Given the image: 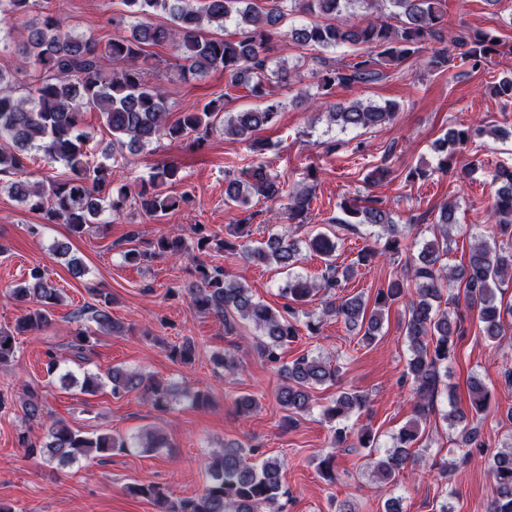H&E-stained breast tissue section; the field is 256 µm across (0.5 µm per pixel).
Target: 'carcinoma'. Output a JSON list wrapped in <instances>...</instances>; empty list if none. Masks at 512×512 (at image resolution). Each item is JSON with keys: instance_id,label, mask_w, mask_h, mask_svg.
<instances>
[{"instance_id": "obj_1", "label": "carcinoma", "mask_w": 512, "mask_h": 512, "mask_svg": "<svg viewBox=\"0 0 512 512\" xmlns=\"http://www.w3.org/2000/svg\"><path fill=\"white\" fill-rule=\"evenodd\" d=\"M33 0H0V16L15 19L28 13ZM128 17L134 19L131 37H116L101 44L66 28L56 15L45 16L40 23L26 26V34L18 51L32 63L35 73L22 84L24 94L4 92L3 85L14 83L11 76L0 71V175L26 174L38 153L62 162L69 170L62 179L44 178L31 182L17 180L10 191L30 210L42 215L45 224H64L71 235H88L103 211L119 215L134 207L149 219L166 216L193 202L184 192L170 193L169 186L179 180L178 169L168 163L154 168L149 180L133 191L129 185L112 178L109 169L91 161V135L84 127V113L96 112L112 134L108 149L112 156L125 157L162 140H191L197 147L207 142L216 129L224 136L242 139L254 152L263 153L269 143L256 134L272 124L284 102L276 99L270 87L291 85L293 69L285 62H271L268 51L274 41L320 50L349 46L356 55L344 65L324 57L320 68L312 73L317 95L328 97L338 88L378 81L383 68L398 65L423 50V45L437 40L446 47L434 52L427 66L433 70L457 64L480 70L501 53L504 43L491 30H445L443 0H277L269 10L260 8L255 0H204L200 7L193 0H124ZM298 11L312 17L300 27L284 28V19ZM168 16V23L151 22L155 15ZM232 21L238 31L224 34V24ZM165 46L172 50L182 76L221 70L228 92L209 100L201 107L185 109L172 115L171 103L161 83L147 77L142 63L149 57L148 48ZM243 90L264 101V105L240 112L224 111L229 90ZM398 106L372 102L337 104L328 113L329 123L341 129L375 128L390 123ZM481 131L459 125L449 129L439 141L438 169H454L459 152ZM495 187L492 215L500 234L512 238V166H499L492 178ZM257 195L271 201H285L288 220L304 224L313 201L312 190L285 191L261 163L244 170V178L227 181L224 203L242 208ZM342 216L331 219L350 231L359 224L382 229L385 241L382 251L397 254L402 242L391 212L382 201L367 199L359 204L354 198L339 204ZM455 224L453 204L446 203L438 213L436 227L440 236L424 244L416 260L405 262L402 271L377 290L374 305L368 306L360 295L329 301L323 315L343 320L347 328L362 334V340L373 342L379 335L385 311L396 302L405 303L404 334L410 348L404 376L414 385L417 409L425 413L434 407L441 383V368L452 360L459 336L464 333L466 316L450 313L442 304L454 305L455 295H444L452 284L463 288L467 308L476 312L484 336L500 343L506 336L503 305L498 295L507 280L512 279V247H497L479 241L469 253L467 264L450 267L443 262L448 255V234ZM188 235L162 236L150 251L136 248L124 252L131 264L150 262L157 257L187 256L195 263L196 281L188 288L189 302L224 323V333L231 334L247 321L260 332L262 340L258 355L277 366L283 379L276 399L286 412L288 424L311 407V389L335 383L340 366L320 356L303 354L289 363L282 362V349L299 336L296 314L298 307L309 302L312 295L330 292L354 276L356 269L372 262L377 252L364 250L344 268L335 262L336 241L325 232L305 238L304 246L288 232L272 233L254 249L244 251L246 261L275 265L292 270L299 262L301 249L325 261V270L318 280L299 275L288 276L281 307H272L255 298L251 288L229 278L224 269L211 267L199 254L216 248L234 252L238 239L250 235L248 224H228L220 239L204 224H192ZM10 295L26 304L14 330L0 329V367L9 366L16 351V336L39 331L51 323V308L60 304L62 291L51 282L43 269L35 266L15 286ZM96 304L80 309L76 319H89L102 333H120L124 326L112 318V295L92 290ZM91 333L79 331L66 344L70 354L86 358ZM170 356L190 364L196 357L195 343L186 340L170 348ZM112 396L120 398L139 391L153 408L165 412L178 389L163 384L139 371L114 367L106 374ZM104 386L101 376L86 372L80 390L93 395ZM472 409L481 412L488 392L478 380L469 383ZM367 399L359 393L344 392L323 410L330 422L349 417L355 409L366 406ZM22 410L26 420L45 428L44 441L34 443L28 432L18 435L20 447L33 457L47 463L70 464L80 459L123 453L130 448L147 451L169 448L168 438L149 429L133 437L109 433L75 431L60 417L46 410L35 391L28 392ZM419 437L415 426L399 432L397 446L375 465L385 479H392L406 468L412 454L409 448ZM461 463L469 462L482 452L484 440L475 427H463L460 434ZM254 450L239 442H227L212 454L207 463V484L196 496L174 498L155 483H134L128 486L133 496L157 503L161 512H282L278 500L282 492L284 462L267 457L258 463L249 461ZM492 474L495 496L487 512H512V448L498 452L493 458Z\"/></svg>"}]
</instances>
